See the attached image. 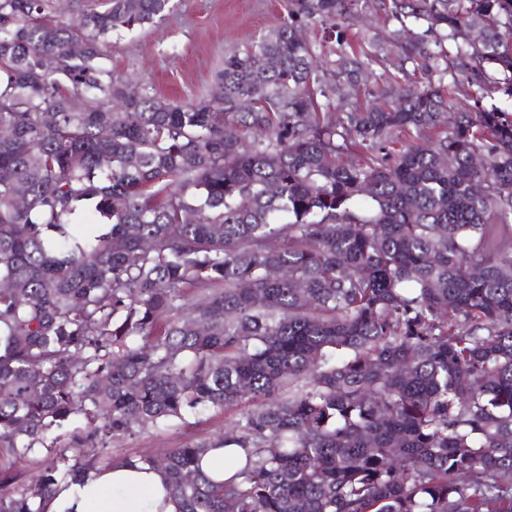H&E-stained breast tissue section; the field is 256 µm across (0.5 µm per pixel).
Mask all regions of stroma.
I'll use <instances>...</instances> for the list:
<instances>
[{
	"label": "stroma",
	"instance_id": "stroma-1",
	"mask_svg": "<svg viewBox=\"0 0 512 512\" xmlns=\"http://www.w3.org/2000/svg\"><path fill=\"white\" fill-rule=\"evenodd\" d=\"M284 0H179L164 21L113 36L110 63L129 89L149 86L174 101L206 96L225 57L243 51L284 15ZM240 408L209 411L189 428L149 430L114 442L115 453L149 455L224 433Z\"/></svg>",
	"mask_w": 512,
	"mask_h": 512
}]
</instances>
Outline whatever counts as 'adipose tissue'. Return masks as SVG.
<instances>
[{
  "label": "adipose tissue",
  "instance_id": "ef3b65f1",
  "mask_svg": "<svg viewBox=\"0 0 512 512\" xmlns=\"http://www.w3.org/2000/svg\"><path fill=\"white\" fill-rule=\"evenodd\" d=\"M46 512H178L165 479L146 464L92 471L58 492Z\"/></svg>",
  "mask_w": 512,
  "mask_h": 512
}]
</instances>
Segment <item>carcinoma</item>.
Wrapping results in <instances>:
<instances>
[{"label": "carcinoma", "instance_id": "carcinoma-1", "mask_svg": "<svg viewBox=\"0 0 512 512\" xmlns=\"http://www.w3.org/2000/svg\"><path fill=\"white\" fill-rule=\"evenodd\" d=\"M176 4L0 0V457L51 458L0 512L116 462L178 512H512V0H288L206 96L128 93L112 35ZM368 5L398 28L353 45ZM242 407H232L226 412L209 411L199 415L198 423L190 428L173 427L166 430H149L112 443L114 455H149L162 448H177L187 442L224 434L228 425L240 417ZM245 452L242 448H220L212 450L202 461L203 470L212 478L224 480V457L232 456L244 459Z\"/></svg>", "mask_w": 512, "mask_h": 512}]
</instances>
